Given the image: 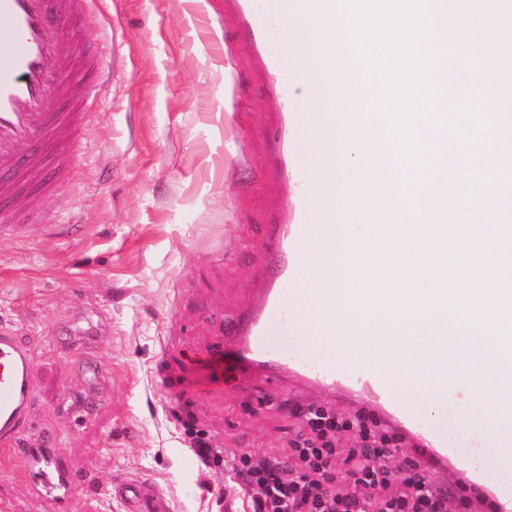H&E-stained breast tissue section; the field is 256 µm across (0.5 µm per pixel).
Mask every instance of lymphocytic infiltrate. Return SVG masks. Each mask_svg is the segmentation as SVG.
Returning <instances> with one entry per match:
<instances>
[{
	"mask_svg": "<svg viewBox=\"0 0 512 512\" xmlns=\"http://www.w3.org/2000/svg\"><path fill=\"white\" fill-rule=\"evenodd\" d=\"M300 417L286 455L239 468L251 512H448L447 488L412 461L394 464L387 436L368 431L343 448L334 412L311 406Z\"/></svg>",
	"mask_w": 512,
	"mask_h": 512,
	"instance_id": "1",
	"label": "lymphocytic infiltrate"
}]
</instances>
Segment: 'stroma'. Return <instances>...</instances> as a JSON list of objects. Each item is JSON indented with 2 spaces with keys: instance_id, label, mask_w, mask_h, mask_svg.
Returning <instances> with one entry per match:
<instances>
[{
  "instance_id": "obj_1",
  "label": "stroma",
  "mask_w": 512,
  "mask_h": 512,
  "mask_svg": "<svg viewBox=\"0 0 512 512\" xmlns=\"http://www.w3.org/2000/svg\"><path fill=\"white\" fill-rule=\"evenodd\" d=\"M115 33L99 105L58 132L66 179L0 236V325L33 350V421L72 469L67 512H126L120 480L161 490L168 512H249L230 456L286 453L311 404L336 410L347 445L375 408L250 374L225 382V322L261 287L286 200L270 172L273 77L232 10L103 0L77 30L95 50ZM190 430L211 439L208 461ZM24 470L17 453L0 465V505L55 512Z\"/></svg>"
}]
</instances>
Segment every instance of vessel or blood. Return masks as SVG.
<instances>
[{
	"label": "vessel or blood",
	"instance_id": "b4317fda",
	"mask_svg": "<svg viewBox=\"0 0 512 512\" xmlns=\"http://www.w3.org/2000/svg\"><path fill=\"white\" fill-rule=\"evenodd\" d=\"M87 0H0V235L9 232L12 215L30 212L35 193L53 188L48 177L52 166L55 129L76 125L84 108L90 107L101 85L97 53L80 44L70 28L78 22ZM242 32L249 39L262 67L277 74L272 88L277 106L274 114L273 154L284 183L294 187L293 203L278 223L269 225L265 286L259 300L243 319L230 327L234 353L253 372L281 381L300 382L338 391L350 397L374 400L384 422L422 442L419 466L423 470H448L457 477L462 492L484 491L493 512H512V434L489 440L474 438L472 453H464L445 440L433 418L411 411L400 398L390 371L376 364L356 363L337 368L335 361L309 351L306 344L281 348L272 345L276 326L293 324L297 301L300 248L313 237H340L334 208L320 206L294 162L298 125L289 112L291 94L311 81L298 62L271 48L274 28L302 15L307 0H228ZM346 74L350 86H361V69L348 35L336 37V46L321 72L324 84ZM81 93L71 111L49 112L45 100L51 93H66L71 84ZM390 289L339 288L328 283L321 303L331 317L345 315L347 307L358 310L352 327L368 322L373 303H393ZM488 382L491 399L504 414H512V345L488 350ZM33 352L6 325L0 326V449L14 450L32 429L31 409L37 401L32 381ZM499 449L501 464L487 472L477 453L482 444ZM29 490L37 498L64 508L74 493L69 471L57 448L35 447L25 451ZM127 512H162L164 496L141 483L120 488Z\"/></svg>",
	"mask_w": 512,
	"mask_h": 512
}]
</instances>
